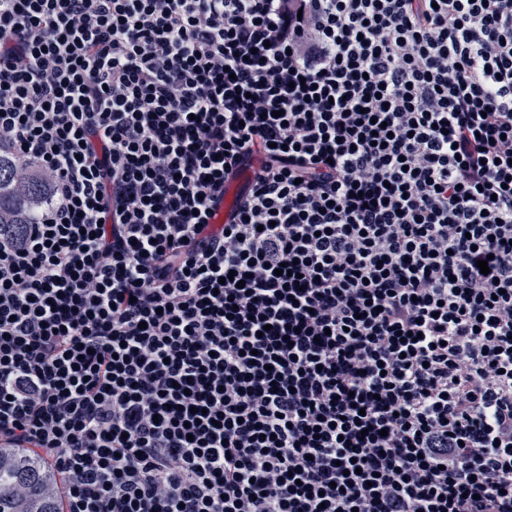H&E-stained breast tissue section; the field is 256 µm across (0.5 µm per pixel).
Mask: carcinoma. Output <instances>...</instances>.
I'll use <instances>...</instances> for the list:
<instances>
[{"instance_id": "obj_1", "label": "carcinoma", "mask_w": 512, "mask_h": 512, "mask_svg": "<svg viewBox=\"0 0 512 512\" xmlns=\"http://www.w3.org/2000/svg\"><path fill=\"white\" fill-rule=\"evenodd\" d=\"M47 195L45 182L35 176L19 179L14 176L11 154L5 148L0 149V224H27L29 217L39 202ZM35 464L26 457L0 455V512H22L16 506L18 497L7 489L15 484L24 486L23 497L27 499L47 500L52 506L40 512H59L57 497V478L32 474Z\"/></svg>"}]
</instances>
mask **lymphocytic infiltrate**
Returning a JSON list of instances; mask_svg holds the SVG:
<instances>
[{
	"instance_id": "obj_1",
	"label": "lymphocytic infiltrate",
	"mask_w": 512,
	"mask_h": 512,
	"mask_svg": "<svg viewBox=\"0 0 512 512\" xmlns=\"http://www.w3.org/2000/svg\"><path fill=\"white\" fill-rule=\"evenodd\" d=\"M4 143L61 512H512V0H0ZM45 182L38 177L14 176L9 150L0 149V224H29V217L47 195ZM239 186L237 182H232L226 186L224 198L217 205L211 224H224L228 222L229 214L234 208L238 195Z\"/></svg>"
}]
</instances>
